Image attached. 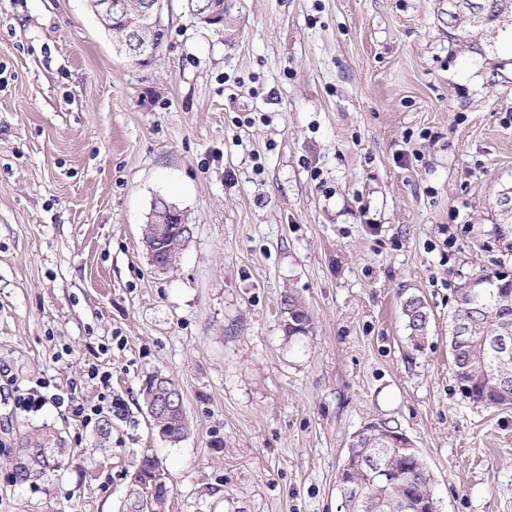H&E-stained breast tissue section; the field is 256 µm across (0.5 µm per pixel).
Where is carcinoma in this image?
Returning <instances> with one entry per match:
<instances>
[{"label":"carcinoma","instance_id":"carcinoma-1","mask_svg":"<svg viewBox=\"0 0 512 512\" xmlns=\"http://www.w3.org/2000/svg\"><path fill=\"white\" fill-rule=\"evenodd\" d=\"M512 0H491L489 8L475 26L468 20L457 21L450 35L455 40L470 37L474 30L504 28L509 25ZM462 303L453 306L449 326L461 318L468 326L465 336L450 340L451 366L459 386H470L468 398L483 407L505 408L506 397L493 384L504 365L493 348V341L504 329L512 331V283L498 278V272H486L466 282L457 289ZM284 312L292 326L290 336L308 333L309 317L305 307L293 294L283 301ZM402 313L409 329V339L414 345L426 338L430 313L424 300L409 296L402 303ZM156 427L165 428L172 441L182 440L189 431L186 410L176 414H160L154 419ZM62 445L61 437L45 427L36 441L23 443V461L18 469L27 476L41 477L56 471L49 455V447ZM346 458L348 469L341 471L343 482L339 490L345 512H424L430 503L437 502L433 478L422 459L405 466L402 451L381 438L368 447L350 448ZM397 471V479L386 484L376 476L377 467ZM143 476L147 495L140 500L130 497L122 505L123 512H165L170 495L166 472L161 462L144 456L136 466Z\"/></svg>","mask_w":512,"mask_h":512}]
</instances>
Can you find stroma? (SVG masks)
<instances>
[{
    "mask_svg": "<svg viewBox=\"0 0 512 512\" xmlns=\"http://www.w3.org/2000/svg\"><path fill=\"white\" fill-rule=\"evenodd\" d=\"M236 3L219 32L169 0L139 61L86 0H0V512H119L146 454L169 512H340L349 440L386 418L440 512H512V408L463 397L448 342L456 287L512 271V32L453 40L448 0ZM159 196L193 225L165 272L141 243ZM156 374L192 423L176 444L141 407ZM44 379L123 402L105 447L65 408L16 409ZM46 424L62 467L25 477ZM283 305L284 312L286 315H288L287 320L290 321L293 325L301 326L299 330H295L293 327L288 326V328H286L288 336L306 335L309 332L308 327L310 325V320L302 303L299 302L293 294L288 293V296L284 297ZM290 311L292 312L294 319L292 316H289ZM402 313L410 331L409 339L418 347L426 338L430 324V313L426 303L419 296H409L402 303Z\"/></svg>",
    "mask_w": 512,
    "mask_h": 512,
    "instance_id": "stroma-1",
    "label": "stroma"
}]
</instances>
